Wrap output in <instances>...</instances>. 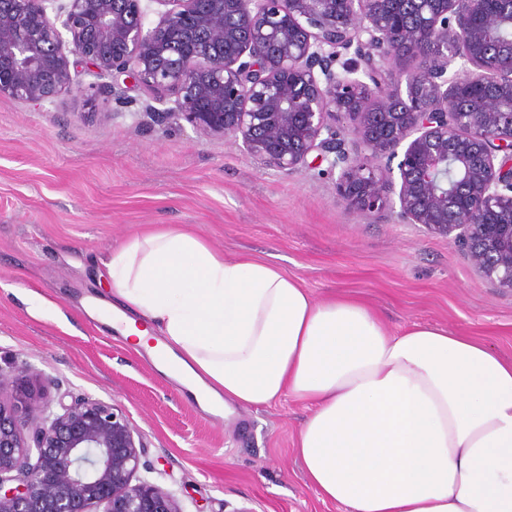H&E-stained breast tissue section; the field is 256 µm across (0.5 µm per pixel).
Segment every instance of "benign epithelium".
Returning a JSON list of instances; mask_svg holds the SVG:
<instances>
[{"instance_id": "7a95c632", "label": "benign epithelium", "mask_w": 512, "mask_h": 512, "mask_svg": "<svg viewBox=\"0 0 512 512\" xmlns=\"http://www.w3.org/2000/svg\"><path fill=\"white\" fill-rule=\"evenodd\" d=\"M153 2L148 25L144 0H0V97L77 89L122 108L124 75L151 94L145 122L232 137L285 174L314 152L354 210L447 238L512 291V0ZM388 65L405 85H382ZM35 377L24 361L0 374V512H182L137 478L144 445L121 409L84 396L56 411Z\"/></svg>"}]
</instances>
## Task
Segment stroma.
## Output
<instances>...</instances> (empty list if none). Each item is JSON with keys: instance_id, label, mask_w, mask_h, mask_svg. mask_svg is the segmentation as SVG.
Instances as JSON below:
<instances>
[{"instance_id": "obj_1", "label": "stroma", "mask_w": 512, "mask_h": 512, "mask_svg": "<svg viewBox=\"0 0 512 512\" xmlns=\"http://www.w3.org/2000/svg\"><path fill=\"white\" fill-rule=\"evenodd\" d=\"M127 94L116 115L79 93L42 107L0 98V372L24 360L52 403L121 408L144 444L139 477L173 490L184 512H345L308 485L296 455L308 404L287 396L228 419L200 406L91 318L93 299L109 297L100 258L146 225H182L225 258L279 265L314 297L367 303L391 331L437 324L510 359L512 292L447 239L351 209L328 163L262 167L234 139L146 124L148 92Z\"/></svg>"}]
</instances>
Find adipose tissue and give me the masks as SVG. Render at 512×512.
I'll return each instance as SVG.
<instances>
[{
	"label": "adipose tissue",
	"instance_id": "adipose-tissue-1",
	"mask_svg": "<svg viewBox=\"0 0 512 512\" xmlns=\"http://www.w3.org/2000/svg\"><path fill=\"white\" fill-rule=\"evenodd\" d=\"M103 266L112 299L99 322L135 347L160 336L158 368L198 403H309L296 454L321 499L346 512H512V359L485 342L428 323L391 333L359 300L314 298L179 226L131 237Z\"/></svg>",
	"mask_w": 512,
	"mask_h": 512
}]
</instances>
